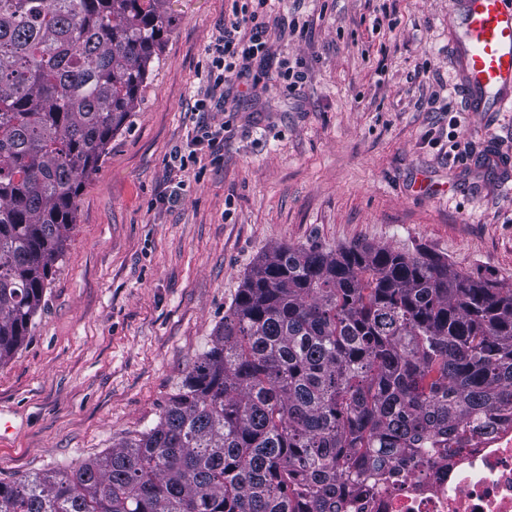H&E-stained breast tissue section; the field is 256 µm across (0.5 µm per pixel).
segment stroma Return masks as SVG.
Returning a JSON list of instances; mask_svg holds the SVG:
<instances>
[{
  "label": "stroma",
  "mask_w": 512,
  "mask_h": 512,
  "mask_svg": "<svg viewBox=\"0 0 512 512\" xmlns=\"http://www.w3.org/2000/svg\"><path fill=\"white\" fill-rule=\"evenodd\" d=\"M231 5L166 0L131 122L82 189L45 306L0 366L14 428L1 479L76 466L154 427L273 246L422 248L512 284V112L468 111L449 0H277L272 59L199 112ZM294 18L303 32L289 33ZM285 66L304 73L298 89ZM204 126L223 128V147L197 140ZM178 148L192 159L174 176Z\"/></svg>",
  "instance_id": "35a3bbf8"
}]
</instances>
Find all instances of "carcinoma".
<instances>
[{
    "label": "carcinoma",
    "instance_id": "carcinoma-1",
    "mask_svg": "<svg viewBox=\"0 0 512 512\" xmlns=\"http://www.w3.org/2000/svg\"><path fill=\"white\" fill-rule=\"evenodd\" d=\"M160 0H0V365L45 305L77 198L132 116ZM512 414V286L417 249L281 245L158 423L0 512H349Z\"/></svg>",
    "mask_w": 512,
    "mask_h": 512
}]
</instances>
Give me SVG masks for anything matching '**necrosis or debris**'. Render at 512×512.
Listing matches in <instances>:
<instances>
[{
    "mask_svg": "<svg viewBox=\"0 0 512 512\" xmlns=\"http://www.w3.org/2000/svg\"><path fill=\"white\" fill-rule=\"evenodd\" d=\"M353 512H512V420L475 435L453 459L410 464L368 487Z\"/></svg>",
    "mask_w": 512,
    "mask_h": 512,
    "instance_id": "obj_1",
    "label": "necrosis or debris"
}]
</instances>
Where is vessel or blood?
<instances>
[{
  "mask_svg": "<svg viewBox=\"0 0 512 512\" xmlns=\"http://www.w3.org/2000/svg\"><path fill=\"white\" fill-rule=\"evenodd\" d=\"M451 62L471 111L512 109V0H464Z\"/></svg>",
  "mask_w": 512,
  "mask_h": 512,
  "instance_id": "vessel-or-blood-1",
  "label": "vessel or blood"
}]
</instances>
